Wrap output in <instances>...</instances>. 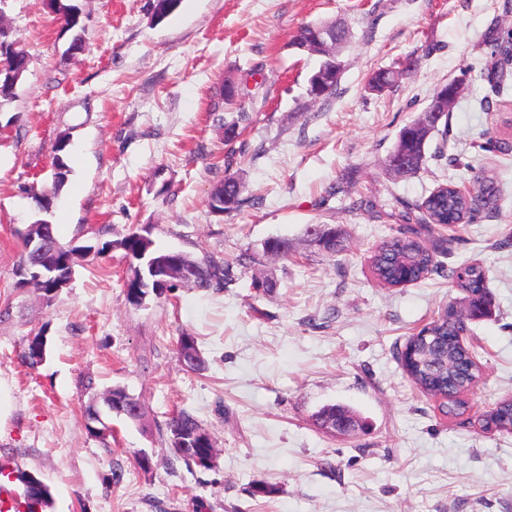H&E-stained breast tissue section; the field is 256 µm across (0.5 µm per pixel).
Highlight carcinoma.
<instances>
[{
    "label": "carcinoma",
    "instance_id": "carcinoma-1",
    "mask_svg": "<svg viewBox=\"0 0 512 512\" xmlns=\"http://www.w3.org/2000/svg\"><path fill=\"white\" fill-rule=\"evenodd\" d=\"M46 6L55 17L65 23L68 29L80 27L79 8L65 4L63 0H48ZM29 56L16 47L12 40L0 42V107L10 103L16 95L17 83L13 74L27 71ZM415 61L406 60L397 70H379L370 81L371 90L381 92L393 86L400 78L411 72ZM426 115L405 125L399 132L395 145L380 162L381 170L389 177L395 176L392 161L400 155L404 159L405 169L400 176L407 178L420 172L426 164V150L429 140L438 132V126L425 124ZM474 192L463 194L458 190L457 181L448 179L439 185L417 205V211L407 210L401 215V222L409 226L415 224L455 225L469 224L483 210L494 208L499 196V188L492 178L479 171L473 175ZM245 185L234 175L224 177L211 192L210 199L224 198V212L237 211L244 204ZM122 246L127 255L137 260L142 254L150 258H159L165 252L154 248L153 241H144L138 234L126 237ZM321 249L330 256H335L341 249L340 235L336 227L323 225ZM438 268L436 248L429 246L419 236V231L400 228L396 234L382 240L375 248L369 261V271L373 279L389 288H404L425 278ZM460 271L466 276L462 280L454 276L457 288L463 293L467 314L470 318H482L491 315L493 300L487 287L485 269L477 263H465ZM235 281L233 266L227 262L213 259L196 263L191 279L185 282L189 288L202 290H221ZM425 332L435 338L437 354L448 357V370L438 372L431 369L428 353L421 337H409L405 343V365L403 369L408 377L425 393L443 387L457 398L441 407L446 415H452L464 406L458 396L468 392L480 376L473 352L461 345L458 340V327L448 321V316H440L426 326ZM44 337H33L24 350L22 358L31 367L39 364L45 354ZM178 354L186 367L196 370L202 360L198 351L196 337L189 333L180 336ZM486 429L512 433V402L506 400L497 403L486 419ZM169 432L177 431L190 436L200 444V452L206 458H214L212 439L198 417L183 409L168 423ZM24 493L27 499L41 506L49 498L48 489H37L31 485L30 476L23 477Z\"/></svg>",
    "mask_w": 512,
    "mask_h": 512
}]
</instances>
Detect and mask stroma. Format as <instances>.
<instances>
[{
    "label": "stroma",
    "mask_w": 512,
    "mask_h": 512,
    "mask_svg": "<svg viewBox=\"0 0 512 512\" xmlns=\"http://www.w3.org/2000/svg\"><path fill=\"white\" fill-rule=\"evenodd\" d=\"M84 49L44 0H6L0 20L31 61L16 98L0 107V382L11 409L0 422V487L29 473L49 489L39 512H512V433L484 430L512 398V0H182L155 21L149 0H70ZM347 24L337 94H305L317 59L292 39L305 24ZM495 32L498 44L484 36ZM416 69L382 93L371 73ZM462 79L444 147L411 178L379 166L399 131L435 90ZM243 90L236 107L225 80ZM236 122L233 140L224 126ZM69 141L68 179L53 190L51 162ZM475 167L496 177L500 199L470 224L422 225L438 269L387 288L368 259L396 232L406 207ZM246 184L239 211L215 215L225 175ZM52 208L40 215L35 196ZM64 223L61 242L105 247L77 260L51 299L19 287L22 231L39 217ZM316 224L343 231L330 257L310 241ZM155 248L235 265L222 290L176 285L132 301L131 233ZM287 240V256L264 252ZM250 262L235 263L240 254ZM482 264L490 317L468 323L480 377L465 414L444 415L406 375L409 336L461 297L451 277ZM273 281L255 292L253 279ZM191 334L205 361L189 371L177 342ZM44 335L46 358L22 363ZM120 387L143 418L106 419L99 437L83 407ZM347 407L355 428L322 430L316 413ZM192 411L210 434L215 465L186 463L167 425ZM150 464H139L140 456ZM274 485L267 497L254 484Z\"/></svg>",
    "instance_id": "obj_1"
}]
</instances>
